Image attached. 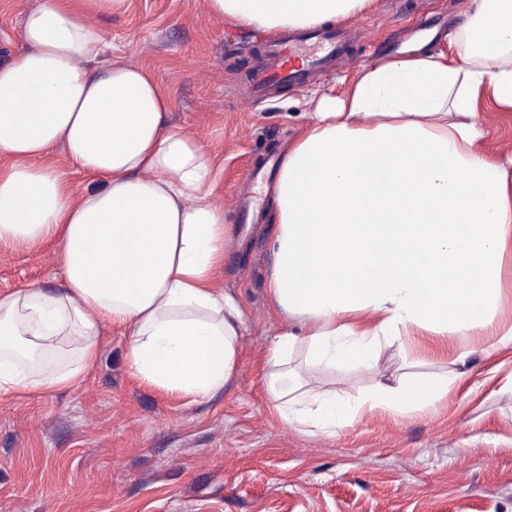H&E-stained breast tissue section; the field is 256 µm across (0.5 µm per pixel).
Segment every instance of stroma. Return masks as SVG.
I'll use <instances>...</instances> for the list:
<instances>
[{
    "label": "stroma",
    "mask_w": 512,
    "mask_h": 512,
    "mask_svg": "<svg viewBox=\"0 0 512 512\" xmlns=\"http://www.w3.org/2000/svg\"><path fill=\"white\" fill-rule=\"evenodd\" d=\"M37 0H0V58L18 54L20 19ZM470 0H376L353 17L373 40L354 46L355 66L282 87L258 106L240 93L272 30L212 14L206 0H124L95 16L124 62L147 70L167 93L171 118L211 150L213 196L235 233L220 283L244 315L239 369L205 398L168 394L133 376L127 333L103 328L96 365L55 393H0V512H512V349L492 329L466 339L425 334L385 349L378 372L306 361L298 345L288 367L306 389L360 399L375 378L407 372L460 376L445 401L405 416L364 413L335 436L284 422L266 395L264 360L275 334L296 319L271 313L269 248L276 174L259 177L305 124L311 92H341L358 67L397 51L426 29L454 33ZM483 152L512 174V112L490 98L478 106ZM57 248L0 245V296L36 284L57 289ZM447 351L432 354V346Z\"/></svg>",
    "instance_id": "1"
}]
</instances>
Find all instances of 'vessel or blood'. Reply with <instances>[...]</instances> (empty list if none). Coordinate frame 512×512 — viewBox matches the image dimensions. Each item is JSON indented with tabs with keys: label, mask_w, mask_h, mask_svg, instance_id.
I'll use <instances>...</instances> for the list:
<instances>
[{
	"label": "vessel or blood",
	"mask_w": 512,
	"mask_h": 512,
	"mask_svg": "<svg viewBox=\"0 0 512 512\" xmlns=\"http://www.w3.org/2000/svg\"><path fill=\"white\" fill-rule=\"evenodd\" d=\"M362 37L357 28L318 26L288 39L268 41L267 60L248 82L246 99L255 103L270 88L282 84L299 86L306 75L331 72Z\"/></svg>",
	"instance_id": "obj_1"
}]
</instances>
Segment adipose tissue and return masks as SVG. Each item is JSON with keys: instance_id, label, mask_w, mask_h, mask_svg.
<instances>
[{"instance_id": "ef3b65f1", "label": "adipose tissue", "mask_w": 512, "mask_h": 512, "mask_svg": "<svg viewBox=\"0 0 512 512\" xmlns=\"http://www.w3.org/2000/svg\"><path fill=\"white\" fill-rule=\"evenodd\" d=\"M38 0L20 22L22 51L0 59V244H58L62 286L0 297V392L70 386L98 357L101 327L126 329V363L141 381L204 398L235 375L243 313L219 288L233 234L212 202L208 147L168 118L144 69L109 59L87 12L122 0ZM243 27L297 29L341 21L374 0H206ZM447 52L381 57L340 95L315 101L284 146L275 185V315L298 319L268 349L267 397L302 432L333 436L363 412L436 407L454 374L375 381L357 402L286 387L288 355L377 370L384 349L415 331L466 336L477 322L512 347L495 320L498 258L512 240V182L481 149L484 94L512 111V0H472ZM66 155L68 170L52 161ZM94 179L75 194L70 173ZM72 367L33 366L60 345Z\"/></svg>"}]
</instances>
